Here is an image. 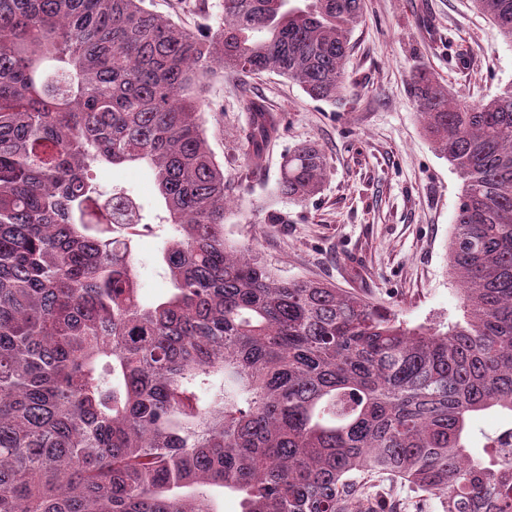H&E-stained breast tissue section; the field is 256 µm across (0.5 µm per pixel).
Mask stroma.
<instances>
[{
	"instance_id": "35a3bbf8",
	"label": "stroma",
	"mask_w": 512,
	"mask_h": 512,
	"mask_svg": "<svg viewBox=\"0 0 512 512\" xmlns=\"http://www.w3.org/2000/svg\"><path fill=\"white\" fill-rule=\"evenodd\" d=\"M154 13L191 30L217 27L224 0H147ZM363 21L345 62L347 95L310 98L274 73L217 74L205 96V128L233 192L224 237L257 244L274 272L331 283L386 307L407 326L448 330L465 308L448 264V240L463 181L437 153L410 92L413 73L433 72L452 97L476 104L512 85V44L471 0H364ZM261 99L279 126L262 157L237 139L248 114L243 95ZM318 145L328 160L320 192L295 203L278 182L289 150ZM104 186L121 184L144 204L157 197L143 165L101 167ZM284 223L268 224L267 212ZM164 240L139 226L134 239L143 300L166 292L154 257Z\"/></svg>"
}]
</instances>
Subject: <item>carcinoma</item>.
<instances>
[{"label": "carcinoma", "mask_w": 512, "mask_h": 512, "mask_svg": "<svg viewBox=\"0 0 512 512\" xmlns=\"http://www.w3.org/2000/svg\"><path fill=\"white\" fill-rule=\"evenodd\" d=\"M512 44V0H473ZM363 0H224L195 32L146 0H0V512H396L386 475L442 512H512V85L471 105L412 91L464 190L449 243L466 316L446 332L323 282L277 276L224 240L230 185L204 129L220 67L347 93ZM248 154L278 133L243 101ZM146 164L170 284L140 298L137 225L103 165ZM312 143L278 192L320 190Z\"/></svg>", "instance_id": "cac0c4a2"}]
</instances>
